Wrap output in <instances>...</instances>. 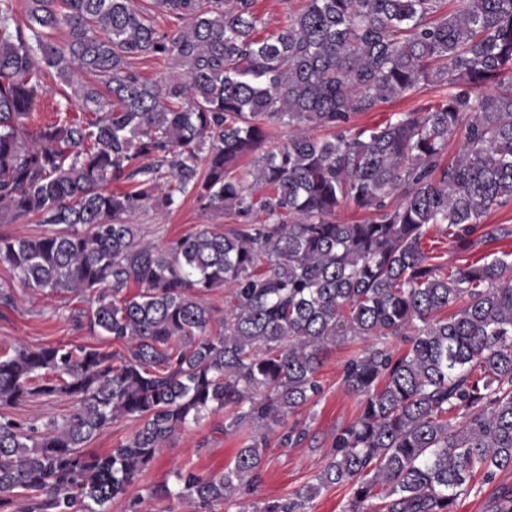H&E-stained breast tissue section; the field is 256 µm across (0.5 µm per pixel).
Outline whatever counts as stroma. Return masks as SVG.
Instances as JSON below:
<instances>
[{"label": "stroma", "mask_w": 512, "mask_h": 512, "mask_svg": "<svg viewBox=\"0 0 512 512\" xmlns=\"http://www.w3.org/2000/svg\"><path fill=\"white\" fill-rule=\"evenodd\" d=\"M238 221V216L205 207L192 196L182 199L172 210L149 209L133 218L144 238L161 246L206 226L224 228ZM423 248L429 255L438 257L441 264L461 267L484 256L491 258L512 251V237L489 241L465 252L442 235L440 227L434 226ZM88 308V301L72 292L50 294L23 287L13 270L0 264V350L20 344L35 348L59 343L111 349V342L91 334L87 323L80 321V314ZM356 348L353 342L331 348L319 374L325 393L318 403L302 412L311 421L318 450L270 446L265 455L263 481L258 488L259 498L288 495L310 480L323 465L337 427L357 417L358 402L341 385L342 364ZM244 441V434L225 433L223 413L210 414L165 444L137 490L142 493L170 481L173 471L180 468L204 475L222 472L232 463Z\"/></svg>", "instance_id": "obj_1"}]
</instances>
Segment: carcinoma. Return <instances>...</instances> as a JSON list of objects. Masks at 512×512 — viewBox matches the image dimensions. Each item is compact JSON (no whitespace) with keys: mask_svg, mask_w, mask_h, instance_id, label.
<instances>
[{"mask_svg":"<svg viewBox=\"0 0 512 512\" xmlns=\"http://www.w3.org/2000/svg\"><path fill=\"white\" fill-rule=\"evenodd\" d=\"M25 4L21 23L0 0V223L59 229L0 235V262L26 288L86 296L90 329L124 350L0 353V512L120 498L129 512L170 499L309 512L332 487L349 490L344 512H456L484 486L486 512H512L497 482L512 470V253L444 273L422 250L431 225L462 250L512 237L511 224L475 236L512 204V0H305L266 37L256 0ZM142 56L174 71L150 82L131 65ZM52 72L79 112L31 128ZM423 87L441 99L350 127ZM272 122L298 132L265 149ZM188 194L243 222L166 247L131 223ZM345 202L374 217L336 223ZM221 289L218 317L207 296ZM356 337L376 339L342 365L358 416L309 482L253 500L270 442H316L294 415L322 396L330 349ZM36 397L73 406L61 421L12 412ZM222 410L224 432L253 429L233 466L129 498L165 442ZM121 418L139 421L125 442L86 450ZM49 224H39L35 221L29 224H0V234L14 237H36L57 229Z\"/></svg>","mask_w":512,"mask_h":512,"instance_id":"obj_1","label":"carcinoma"}]
</instances>
